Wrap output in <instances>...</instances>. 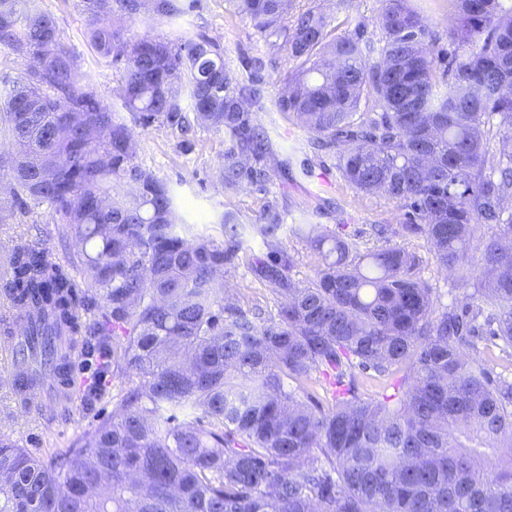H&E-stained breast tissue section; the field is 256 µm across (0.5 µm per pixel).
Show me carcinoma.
<instances>
[{
    "mask_svg": "<svg viewBox=\"0 0 512 512\" xmlns=\"http://www.w3.org/2000/svg\"><path fill=\"white\" fill-rule=\"evenodd\" d=\"M268 54L247 80L209 39H123L103 17L177 0H80L100 56L122 63V111L84 82L35 0H0V45L40 68L0 89V197L17 213L49 205L81 244L61 261L37 241L9 250L0 300L17 312L20 381L49 369L71 386V343L132 374L112 416L50 462L0 438V512H512V0H426L448 9V50L408 0H382L379 40L335 33L319 6L234 0ZM298 62L277 111L336 155L340 179L397 200L405 223L453 275L451 303L407 246L360 251L322 224L285 225L278 197L251 228L221 217L222 239L180 222L173 189L133 162L128 122L187 142L224 133L216 178L261 189L281 172L259 77L283 51ZM485 224L490 235H477ZM265 244L251 271L275 311L224 288L247 231ZM320 261L295 281L283 231ZM94 288L80 300L76 277ZM103 303L105 319L95 315Z\"/></svg>",
    "mask_w": 512,
    "mask_h": 512,
    "instance_id": "carcinoma-1",
    "label": "carcinoma"
}]
</instances>
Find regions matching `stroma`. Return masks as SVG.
<instances>
[{
  "label": "stroma",
  "instance_id": "stroma-1",
  "mask_svg": "<svg viewBox=\"0 0 512 512\" xmlns=\"http://www.w3.org/2000/svg\"><path fill=\"white\" fill-rule=\"evenodd\" d=\"M182 2L188 11L180 28L153 20L151 13L145 12L123 20L126 37L172 40L179 30H187L216 42L224 55L226 68L237 75L245 74L250 58L265 53L261 34L247 18L236 12L232 0ZM38 4L54 18L59 36L76 55L86 82L95 88L105 104H118V67L101 58L89 41L80 0H38ZM277 63V68L263 74L264 107L258 110L257 116L269 132L276 159L291 160L292 170L288 178H274L270 191L281 195L289 212V222L304 220L342 230L343 234L354 238L363 251L377 247L372 225L402 223L404 211L400 203L382 196L364 197L346 187L338 176L335 155L311 152L307 146L309 133L286 115L274 111L272 104L284 91L281 76L296 66L284 51L279 53ZM135 136L138 142L136 163L173 187L181 220L216 237L221 234L222 215H232L240 224L255 223L264 203L262 193L253 186L229 193L216 180L224 158L223 133L201 128L188 144L181 143L163 127L139 128ZM20 238L42 241L62 260L78 249L74 239L59 234L54 213L45 204L34 208L24 223L14 220L0 223V250ZM101 381L104 396L90 405L75 394L67 406L61 407L54 392L39 391L44 416L38 421L20 413L0 387V436L46 459L56 449L75 446L111 414L112 398L128 385L129 378L121 375Z\"/></svg>",
  "mask_w": 512,
  "mask_h": 512
}]
</instances>
